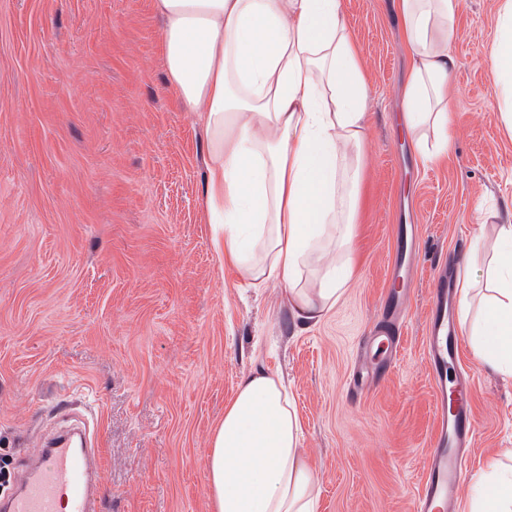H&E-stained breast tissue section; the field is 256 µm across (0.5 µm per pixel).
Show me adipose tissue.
Here are the masks:
<instances>
[{
  "mask_svg": "<svg viewBox=\"0 0 512 512\" xmlns=\"http://www.w3.org/2000/svg\"><path fill=\"white\" fill-rule=\"evenodd\" d=\"M462 0H396L411 54L404 124L423 159L449 148L448 46ZM165 66L188 111L200 113L211 162L205 201L213 245L241 277L279 282L296 320L317 323L349 283L369 84L342 0H156ZM488 68L512 127V0H499ZM491 295L458 323L484 366L512 374V224L488 268ZM295 402L263 369L241 381L210 438L213 512H317ZM472 512H512V466L492 464L469 491Z\"/></svg>",
  "mask_w": 512,
  "mask_h": 512,
  "instance_id": "1",
  "label": "adipose tissue"
}]
</instances>
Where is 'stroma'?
Returning <instances> with one entry per match:
<instances>
[{
	"mask_svg": "<svg viewBox=\"0 0 512 512\" xmlns=\"http://www.w3.org/2000/svg\"><path fill=\"white\" fill-rule=\"evenodd\" d=\"M395 0H343L369 80L352 280L304 328L283 289L254 288L216 252L205 206L202 118L164 64L155 0H0V454L17 473L56 409L86 414L103 456L101 512H212L209 439L241 379L293 393L317 512H412L435 387L429 291L455 255L512 224V135L487 58L497 0H465L447 158L405 134L409 55ZM419 251L402 351L389 378L350 395L388 292L402 225ZM473 385L472 482L512 464V376L464 341Z\"/></svg>",
	"mask_w": 512,
	"mask_h": 512,
	"instance_id": "stroma-1",
	"label": "stroma"
}]
</instances>
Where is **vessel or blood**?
<instances>
[{
	"label": "vessel or blood",
	"instance_id": "1",
	"mask_svg": "<svg viewBox=\"0 0 512 512\" xmlns=\"http://www.w3.org/2000/svg\"><path fill=\"white\" fill-rule=\"evenodd\" d=\"M453 285L451 276L441 275L429 297L425 341L437 407L426 475L413 512H440V504L452 503L454 491L469 477L468 461L461 450L476 432L469 404L471 381L448 372L457 362L461 342L450 312ZM402 308L398 292L389 291L377 324L388 355L376 365L375 375L387 374L397 365L401 339L393 319ZM15 485V490L0 500V512H98L104 485L98 451L73 437H58L42 449L32 468L17 476Z\"/></svg>",
	"mask_w": 512,
	"mask_h": 512
}]
</instances>
